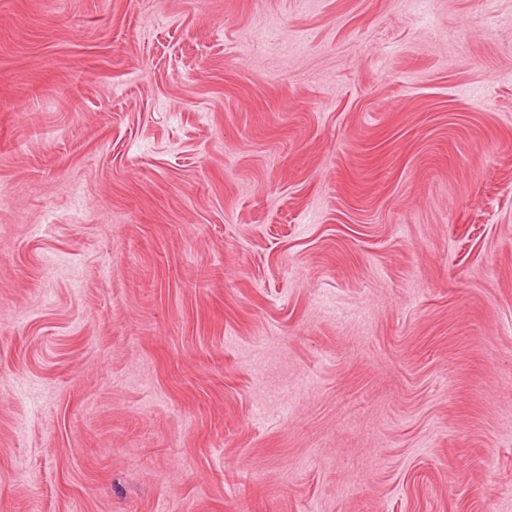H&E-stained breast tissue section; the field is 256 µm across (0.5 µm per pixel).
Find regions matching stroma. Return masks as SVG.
Wrapping results in <instances>:
<instances>
[{
	"label": "stroma",
	"instance_id": "obj_1",
	"mask_svg": "<svg viewBox=\"0 0 512 512\" xmlns=\"http://www.w3.org/2000/svg\"><path fill=\"white\" fill-rule=\"evenodd\" d=\"M0 512H512V0H0Z\"/></svg>",
	"mask_w": 512,
	"mask_h": 512
}]
</instances>
